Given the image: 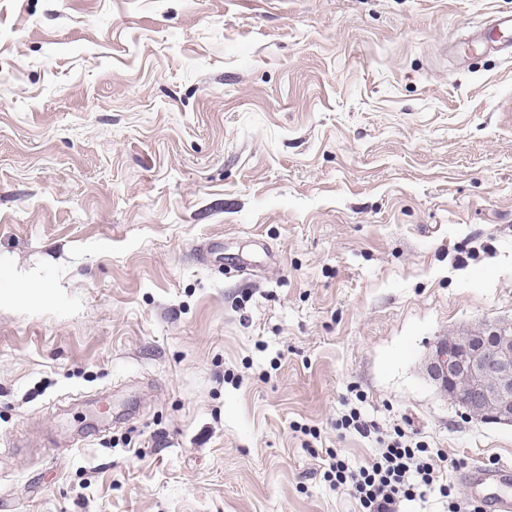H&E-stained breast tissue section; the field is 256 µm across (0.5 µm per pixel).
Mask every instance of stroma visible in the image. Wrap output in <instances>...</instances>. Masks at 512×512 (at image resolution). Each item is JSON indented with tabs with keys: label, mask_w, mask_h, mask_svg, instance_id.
Instances as JSON below:
<instances>
[{
	"label": "stroma",
	"mask_w": 512,
	"mask_h": 512,
	"mask_svg": "<svg viewBox=\"0 0 512 512\" xmlns=\"http://www.w3.org/2000/svg\"><path fill=\"white\" fill-rule=\"evenodd\" d=\"M512 0H0V512H358L512 320ZM358 410L362 436L336 422ZM499 32L501 36L512 32V15H494L490 17L484 25L477 28L467 38L472 42L467 44V48L487 49L488 52H508L512 51V40L496 39L491 36L492 33Z\"/></svg>",
	"instance_id": "1"
}]
</instances>
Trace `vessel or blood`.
<instances>
[{"instance_id": "obj_1", "label": "vessel or blood", "mask_w": 512, "mask_h": 512, "mask_svg": "<svg viewBox=\"0 0 512 512\" xmlns=\"http://www.w3.org/2000/svg\"><path fill=\"white\" fill-rule=\"evenodd\" d=\"M512 15H495L471 35L476 48L490 52L512 50ZM470 501L482 505L486 512H512V463L488 467L483 463L472 464L463 473Z\"/></svg>"}]
</instances>
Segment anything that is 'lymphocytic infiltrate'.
I'll use <instances>...</instances> for the list:
<instances>
[{"instance_id": "obj_1", "label": "lymphocytic infiltrate", "mask_w": 512, "mask_h": 512, "mask_svg": "<svg viewBox=\"0 0 512 512\" xmlns=\"http://www.w3.org/2000/svg\"><path fill=\"white\" fill-rule=\"evenodd\" d=\"M443 452L403 437L388 441L365 465L352 466L337 452L329 454L327 481L336 490H349L361 512H400L403 502L435 490L446 498L448 512H483L481 506L458 499L453 484L438 481Z\"/></svg>"}]
</instances>
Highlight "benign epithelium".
<instances>
[{
	"instance_id": "obj_1",
	"label": "benign epithelium",
	"mask_w": 512,
	"mask_h": 512,
	"mask_svg": "<svg viewBox=\"0 0 512 512\" xmlns=\"http://www.w3.org/2000/svg\"><path fill=\"white\" fill-rule=\"evenodd\" d=\"M426 370L468 415L512 425V324H481L437 341Z\"/></svg>"
}]
</instances>
